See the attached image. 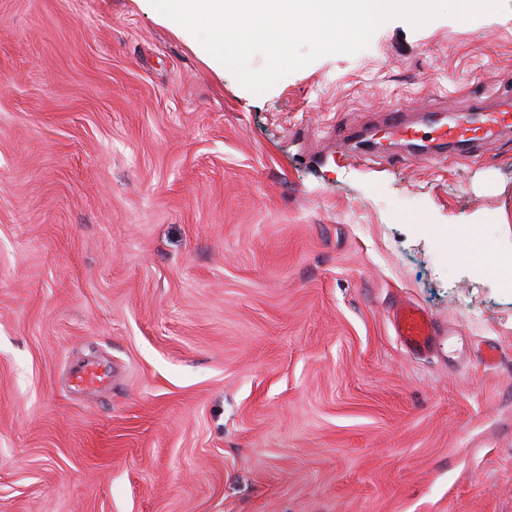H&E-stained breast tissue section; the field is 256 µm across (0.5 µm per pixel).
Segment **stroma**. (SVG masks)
<instances>
[{"label":"stroma","mask_w":512,"mask_h":512,"mask_svg":"<svg viewBox=\"0 0 512 512\" xmlns=\"http://www.w3.org/2000/svg\"><path fill=\"white\" fill-rule=\"evenodd\" d=\"M500 4L256 95L137 0H0V512H512V283L431 231L512 241V138L373 136L512 75ZM408 109H393L388 111V119L376 134L382 133V137L395 138L408 144L418 140L420 130L403 118L404 111ZM393 324L397 336L414 350L428 348L435 336L431 319L415 306H400L393 315Z\"/></svg>","instance_id":"obj_1"}]
</instances>
